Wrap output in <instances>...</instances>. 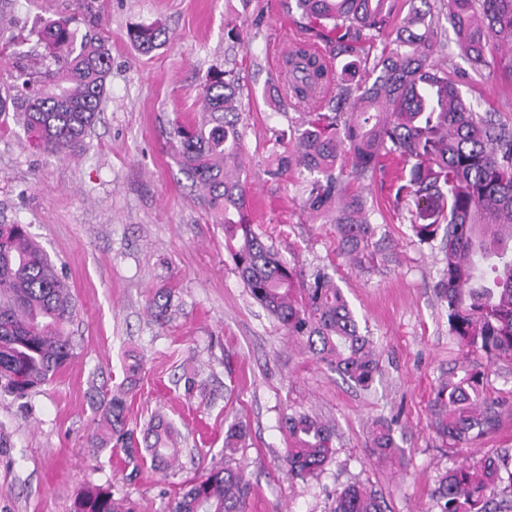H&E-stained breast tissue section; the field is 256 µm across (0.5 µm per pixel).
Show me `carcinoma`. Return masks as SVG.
<instances>
[{"instance_id":"cac0c4a2","label":"carcinoma","mask_w":512,"mask_h":512,"mask_svg":"<svg viewBox=\"0 0 512 512\" xmlns=\"http://www.w3.org/2000/svg\"><path fill=\"white\" fill-rule=\"evenodd\" d=\"M288 11L315 19L333 35L341 68L327 71L300 43L285 58V80L276 107H303L294 151L271 147L267 176L290 168L303 180L304 207L336 213V249L358 267L374 237L366 202L348 194L353 181L381 174L389 180L395 211L412 204L411 229L419 241L443 233L445 266L437 285L447 302L448 331L469 355L512 359V127L481 114L462 90L468 73L432 60L439 17L431 0H407L408 14L388 34L381 52L373 40L392 22L398 0H283ZM455 44L474 75L512 79V0H447ZM45 54L17 68L15 83L0 92V125L13 116L50 154L83 146L106 99L111 51L102 35L82 38L66 17L40 29L20 28L0 45L30 38ZM144 52L165 44L160 25L130 32ZM201 120L174 119L169 144L180 172L215 223L224 227V248L251 297L304 345L318 363L368 390L379 355L360 330L333 276L317 270L299 277L251 220L240 129V84L232 69L211 70L198 93ZM430 216L431 222L417 220ZM74 304L65 279L22 224H0V389L17 398L49 382L74 357L66 325ZM489 367L462 361L442 371L431 401V427L443 444L462 448L495 430L512 402L491 396ZM141 364L124 367V380L101 404L97 448L137 445L126 428L128 399ZM286 473L305 481L318 476L334 454L336 430L318 415L284 417ZM395 428L373 423L372 452L400 458ZM247 436L239 420L224 433V465L211 467L173 500L171 512H246L251 494L247 465L235 455ZM185 437L161 414L143 427L142 445L156 471L166 472L182 452ZM512 448L495 457L465 461L436 476L431 499L438 512H512V470L502 473ZM76 512H124L111 495L86 489ZM330 512H391L378 491L349 485L332 497Z\"/></svg>"}]
</instances>
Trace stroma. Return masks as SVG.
<instances>
[{"instance_id": "35a3bbf8", "label": "stroma", "mask_w": 512, "mask_h": 512, "mask_svg": "<svg viewBox=\"0 0 512 512\" xmlns=\"http://www.w3.org/2000/svg\"><path fill=\"white\" fill-rule=\"evenodd\" d=\"M74 16L79 33H102L111 69L102 112L83 148L43 152L23 127L0 130V224L25 225L62 271L76 305L68 326L75 356L28 397L0 391V512H75L88 486L108 489L128 512H170L176 491L224 462V431L248 426L237 453L252 485L248 512H328L337 489L378 490L392 512H435L433 482L461 460L512 447V415L463 448L430 427L433 385L464 353L448 334L436 285L440 242L419 243L409 213L394 214L381 177L352 184L366 198L383 256L349 269L336 256L331 215L303 206L302 179L265 174L271 147L292 152L301 113L269 106V86L293 40L330 55L328 33L283 11L279 0H0V37ZM161 24L169 40L150 54L130 30ZM235 70L241 87L246 171L258 224L297 269L333 270L363 333L379 352L371 390L312 361L250 296L224 249V230L194 198L165 146L171 120L193 119L211 70ZM168 294L164 321L147 308ZM142 358L128 422L161 413L186 441L182 468L164 475L116 448L92 451L99 403L119 384L128 355ZM198 383L186 390L184 370ZM331 421L335 454L302 482L281 468L285 414ZM397 419L408 460L382 461L367 435Z\"/></svg>"}]
</instances>
